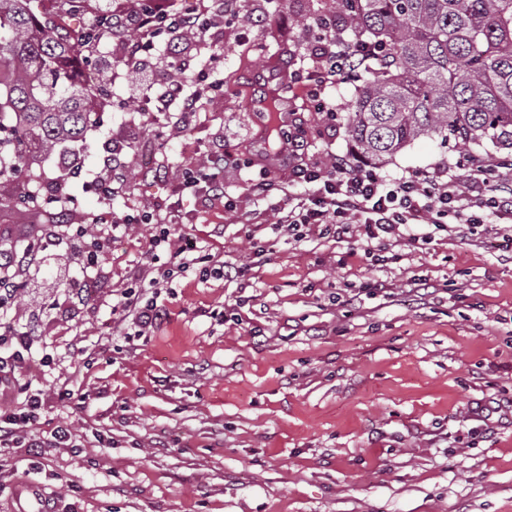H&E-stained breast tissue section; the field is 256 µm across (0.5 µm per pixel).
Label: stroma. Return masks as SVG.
Wrapping results in <instances>:
<instances>
[{"instance_id": "35a3bbf8", "label": "stroma", "mask_w": 512, "mask_h": 512, "mask_svg": "<svg viewBox=\"0 0 512 512\" xmlns=\"http://www.w3.org/2000/svg\"><path fill=\"white\" fill-rule=\"evenodd\" d=\"M336 0H288L277 20L248 0L252 24L224 29V94L190 126H157L119 106L135 87L112 72L118 47L94 53L108 96L76 153L40 158V212L11 206L26 177L0 179V241L41 240L4 311L36 325L46 365L20 370L41 391L34 434L70 426L73 448L0 456V512L40 498L55 512H512V222L488 217L479 234L417 226L427 249L393 243L399 262L373 265L359 238L289 236L279 210L295 191L287 168L257 163L253 73L288 80L306 58L305 25ZM354 83L328 89V125L296 86L287 96L308 148L304 160L351 155L345 117ZM234 199L175 190L177 165L214 152ZM507 160L493 146L414 141L377 166L391 180L448 166L466 181V157ZM125 185L106 199L94 178ZM273 188L259 195L250 180ZM69 199L58 216L55 194ZM150 212L119 229L97 216ZM105 248L93 270L71 227ZM242 278L178 274L168 320L127 335L112 307L155 277L183 238ZM385 289L361 291L363 282Z\"/></svg>"}]
</instances>
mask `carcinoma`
<instances>
[{
    "mask_svg": "<svg viewBox=\"0 0 512 512\" xmlns=\"http://www.w3.org/2000/svg\"><path fill=\"white\" fill-rule=\"evenodd\" d=\"M31 0H0V178L83 141L102 78L80 80L81 35L45 25ZM337 0L352 47L391 57L355 88V153L380 165L420 137L512 148V0Z\"/></svg>",
    "mask_w": 512,
    "mask_h": 512,
    "instance_id": "carcinoma-1",
    "label": "carcinoma"
}]
</instances>
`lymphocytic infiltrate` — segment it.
<instances>
[{
    "label": "lymphocytic infiltrate",
    "mask_w": 512,
    "mask_h": 512,
    "mask_svg": "<svg viewBox=\"0 0 512 512\" xmlns=\"http://www.w3.org/2000/svg\"><path fill=\"white\" fill-rule=\"evenodd\" d=\"M108 25L96 42L87 44V51L98 50L108 42H117L122 52L113 58V68L132 67L139 81L131 97L137 106H144L148 91L155 84L152 56L158 42L174 33H191L197 37V64L188 81L171 80L157 99L156 111L165 114L170 105L181 112L194 111L201 94H218L221 84L216 73L224 66L221 45L211 38L213 31L235 24L236 14L224 10V0H116L107 14ZM308 57L311 67L295 70L292 78L301 84L307 97L322 110L326 122L336 120L327 109L323 94L327 87L353 80L360 68L384 55L381 45L366 44L350 48L342 36V24L336 12L321 11L310 17L307 25ZM288 146L290 176L302 189L301 196L289 197L285 216L289 229L299 227L311 231L334 230L337 238L359 237L365 243L404 240L418 245L420 238L414 226L434 225L448 228L456 221L466 229L482 223L485 212H495L512 220V197L488 193L487 177L492 163L469 158L472 178L461 184L439 168L427 174H405L391 181L381 179L374 171L354 166L343 156L309 166L303 164L305 143L295 132L283 135ZM227 166L224 155L214 156L209 167L187 166L176 181L179 191L199 193L232 208V200L224 196L220 178ZM168 272L151 278L146 287L123 293L112 312L119 321H132L139 330L160 327L168 317L165 305L157 296L168 285ZM37 339L30 330L0 322V388L13 387L22 365L33 360ZM44 405L40 392L25 395L20 406L0 409V447L69 448L73 434L68 427L54 428L48 435L24 440L19 435L22 424L34 418Z\"/></svg>",
    "instance_id": "lymphocytic-infiltrate-1"
}]
</instances>
